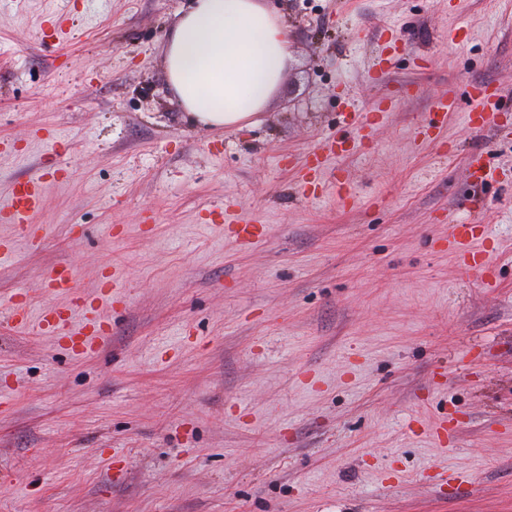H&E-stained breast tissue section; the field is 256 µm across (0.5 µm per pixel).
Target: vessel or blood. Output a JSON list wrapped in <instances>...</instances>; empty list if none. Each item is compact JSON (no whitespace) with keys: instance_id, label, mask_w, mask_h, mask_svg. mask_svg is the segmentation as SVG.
Returning <instances> with one entry per match:
<instances>
[{"instance_id":"b4317fda","label":"vessel or blood","mask_w":512,"mask_h":512,"mask_svg":"<svg viewBox=\"0 0 512 512\" xmlns=\"http://www.w3.org/2000/svg\"><path fill=\"white\" fill-rule=\"evenodd\" d=\"M471 97L473 109L467 115L472 131L480 132L491 127L494 121L497 94L488 85H474ZM47 181L37 175L15 182L7 199L0 201V222L13 224L19 230L29 231L33 215L40 209ZM479 230L475 224H452L446 238L449 252L453 253L459 266L469 272L484 273L491 264V255L471 245ZM47 285L57 292L71 295L70 307H54L43 310L40 324L66 340L77 351H92L107 338L110 326L99 310L88 307L80 291L74 290L71 274L55 270L49 275Z\"/></svg>"}]
</instances>
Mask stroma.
<instances>
[{
    "mask_svg": "<svg viewBox=\"0 0 512 512\" xmlns=\"http://www.w3.org/2000/svg\"><path fill=\"white\" fill-rule=\"evenodd\" d=\"M269 3L294 60L260 124L211 129L165 68L188 0H0V200L69 173L35 240L0 223V512H512V0ZM474 83L498 131L470 130ZM329 139L337 185L300 187ZM226 205L251 247L208 223ZM61 265L110 321L96 351L36 322ZM485 233V227L479 224H448L446 238L448 251L453 253L459 266L469 272L482 275L491 264V255L485 250H476L471 246V239Z\"/></svg>",
    "mask_w": 512,
    "mask_h": 512,
    "instance_id": "stroma-1",
    "label": "stroma"
}]
</instances>
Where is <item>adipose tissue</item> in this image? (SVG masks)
<instances>
[{"instance_id":"obj_1","label":"adipose tissue","mask_w":512,"mask_h":512,"mask_svg":"<svg viewBox=\"0 0 512 512\" xmlns=\"http://www.w3.org/2000/svg\"><path fill=\"white\" fill-rule=\"evenodd\" d=\"M292 61V39L266 0H192L167 44L169 82L189 120L258 122Z\"/></svg>"}]
</instances>
